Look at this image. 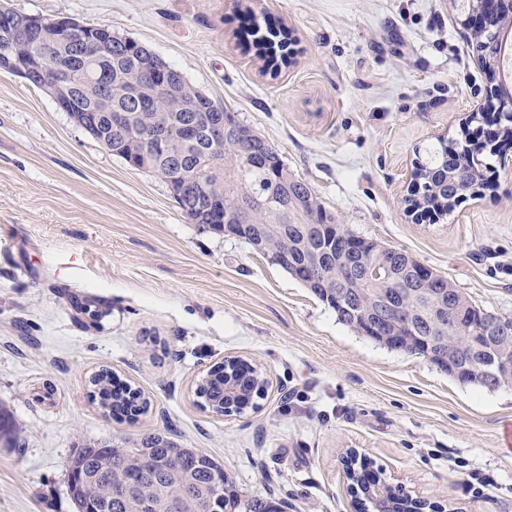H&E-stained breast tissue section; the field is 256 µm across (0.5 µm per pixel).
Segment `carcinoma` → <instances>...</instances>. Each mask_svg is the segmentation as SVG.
Returning a JSON list of instances; mask_svg holds the SVG:
<instances>
[{"label": "carcinoma", "mask_w": 512, "mask_h": 512, "mask_svg": "<svg viewBox=\"0 0 512 512\" xmlns=\"http://www.w3.org/2000/svg\"><path fill=\"white\" fill-rule=\"evenodd\" d=\"M483 24L475 34L483 56V69L490 78L501 77V40L512 29V15L508 8L496 5L482 13ZM250 32L256 55L272 63L276 57L287 58L291 37L285 29L258 36L260 27L252 25ZM20 60L36 64L44 57L35 41L17 46ZM46 58V57H44ZM154 63L153 56L142 48L132 46L112 50L102 63L112 82V102L109 105L82 99L81 105L102 116L109 140L105 149L117 157H124L125 149L118 142V133L109 128V115L126 112L130 125L124 134L135 135L151 151L154 138L168 136V155L158 154L150 160L145 171L164 176L169 157H179L186 163V172L193 175L197 158L211 156L214 167L209 173V194L197 197L200 209L194 217L198 229L217 219L210 203L224 204L226 235L238 238L254 248L266 251L276 265L328 304L342 324L356 333L368 314L377 310L381 302L394 295L402 297L400 315L412 318L413 324L404 330L412 342L424 350L423 341L434 335L427 315L436 295L443 291L461 296L460 291L446 277L433 273L426 278L422 292H410V283L403 275L413 256L396 248L383 256L366 254V265H376L379 275L364 280L349 267L353 257L336 247L332 226L335 216L322 205L313 190L291 173L278 151L267 140L240 123L235 115L216 105L196 89L174 68H169L167 81L173 92L149 90L134 103L126 96L127 81L138 64ZM51 68L62 66L70 83L82 86L92 64L84 53L79 35L65 34L58 49L46 58ZM214 112L224 113V140L210 134L205 118ZM198 119L195 137L182 132L180 126ZM464 141L446 144L442 141L417 158L413 180L419 189L406 200L415 212L433 214L441 219L451 213L466 193L476 194L487 187L483 164L474 154L477 143L463 130ZM280 197L288 200V210H259L250 207L257 198ZM347 292L340 299L336 288ZM234 376L243 386V396L234 402L232 411L241 415L259 408V401L267 394L263 374L252 365L238 360ZM115 380L102 369L92 376L94 398L100 406L112 413L130 419L148 410V402L129 386L121 392H112ZM199 405L209 409L224 397V368L216 366L207 379L196 386ZM0 442L6 446L18 445L19 430L11 418L0 411ZM70 491L77 512H282V503L261 495H242L224 467L200 448H180L159 433H149L129 445L89 443L71 459L69 465ZM196 489V499L205 500V507L187 502L185 486ZM134 486V493L126 499H112L118 487ZM180 507L173 511L170 504Z\"/></svg>", "instance_id": "1"}]
</instances>
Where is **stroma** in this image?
<instances>
[{
	"instance_id": "obj_1",
	"label": "stroma",
	"mask_w": 512,
	"mask_h": 512,
	"mask_svg": "<svg viewBox=\"0 0 512 512\" xmlns=\"http://www.w3.org/2000/svg\"><path fill=\"white\" fill-rule=\"evenodd\" d=\"M104 23L177 69L269 141L337 223L411 253L481 308L512 319V168L415 223L408 174L438 132L457 140L487 77L455 0H10ZM288 28L278 72L243 26ZM101 316L91 320L87 304ZM266 372L258 410L201 408L225 357ZM110 370L150 407L129 420L90 396ZM0 512H75L77 448L161 433L220 462L239 492L287 512H360L348 449L444 512H512V386L463 385L393 351L250 245L202 232L164 180L112 155L52 97L0 71Z\"/></svg>"
}]
</instances>
